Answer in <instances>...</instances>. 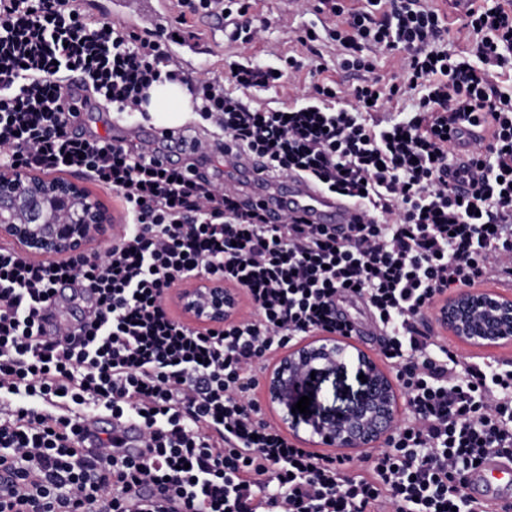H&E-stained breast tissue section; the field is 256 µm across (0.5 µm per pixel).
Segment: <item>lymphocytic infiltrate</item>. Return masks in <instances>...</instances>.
<instances>
[{
  "mask_svg": "<svg viewBox=\"0 0 512 512\" xmlns=\"http://www.w3.org/2000/svg\"><path fill=\"white\" fill-rule=\"evenodd\" d=\"M178 2L180 26L223 14L225 39L245 50L269 28L245 0ZM316 10L335 22L303 41L334 45L339 68L363 79L344 89L323 64L287 57L285 70L311 80L300 102L274 109L224 90L279 87L273 67L241 63L224 81L80 0H0V170L87 174L125 212L122 235L96 254L41 261L0 247V512H495L464 480L487 456L512 460V360L459 355L428 320L439 296L512 283V0L467 14L473 47L461 53L426 0ZM377 53L402 57L400 82L373 77ZM70 70L123 116L153 84L181 83L225 157L307 178L357 204L355 222L271 224L234 183L73 133L80 110L59 83ZM406 99L411 111L394 112ZM469 126L482 136L461 159ZM452 171L466 194L449 189ZM197 274L240 288L249 312L212 329L184 323L166 297ZM66 285L84 307L73 322L45 314ZM342 300L367 311L408 405L359 459L290 441L257 396L281 349L352 337ZM92 412L135 421L143 452L116 429L87 430Z\"/></svg>",
  "mask_w": 512,
  "mask_h": 512,
  "instance_id": "f902f5d3",
  "label": "lymphocytic infiltrate"
}]
</instances>
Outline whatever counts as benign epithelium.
Returning a JSON list of instances; mask_svg holds the SVG:
<instances>
[{"instance_id":"obj_1","label":"benign epithelium","mask_w":512,"mask_h":512,"mask_svg":"<svg viewBox=\"0 0 512 512\" xmlns=\"http://www.w3.org/2000/svg\"><path fill=\"white\" fill-rule=\"evenodd\" d=\"M112 214L85 187L65 179L13 169L0 172V238L32 257L55 259L88 254L109 231ZM184 319L196 327L235 321L241 292L204 275L177 284L170 295ZM440 328L459 341L492 351L512 344V295L467 288L436 301ZM364 375L357 397L342 407L323 408L312 396L310 413L292 412L316 381L348 368ZM265 401L282 425L299 438L342 450L370 448L395 428L403 395L393 378L349 338L306 336L284 349L263 380Z\"/></svg>"}]
</instances>
